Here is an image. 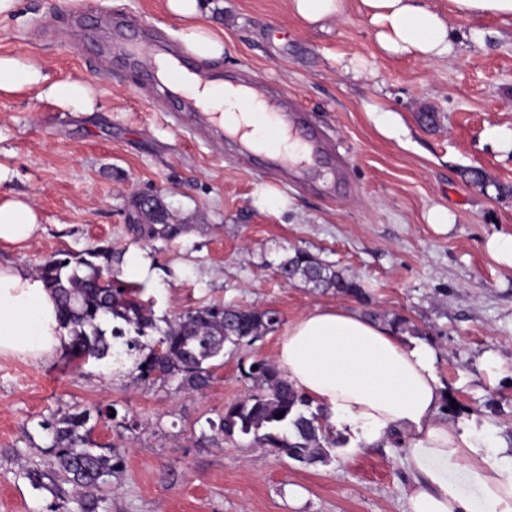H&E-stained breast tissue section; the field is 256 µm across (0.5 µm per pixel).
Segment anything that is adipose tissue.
Instances as JSON below:
<instances>
[{
  "instance_id": "obj_1",
  "label": "adipose tissue",
  "mask_w": 512,
  "mask_h": 512,
  "mask_svg": "<svg viewBox=\"0 0 512 512\" xmlns=\"http://www.w3.org/2000/svg\"><path fill=\"white\" fill-rule=\"evenodd\" d=\"M381 54L434 64L447 61L459 37L450 18L512 20V0H448L447 10L428 0H360ZM186 25V38L202 59L221 57L224 33L204 22L203 0H166ZM347 0H288L291 15L309 28L340 19ZM203 98L224 126H249L260 142L264 124L254 100L231 86L204 88ZM40 226L24 199L0 201V242L20 245ZM57 299L26 266L0 264V354L43 359L68 340ZM277 363L289 383L324 413L344 452L391 445L400 438L401 461L410 479L406 512H512V458L504 456L487 427L449 422L442 407L437 352L426 343H405L389 327L347 306H314L282 333Z\"/></svg>"
}]
</instances>
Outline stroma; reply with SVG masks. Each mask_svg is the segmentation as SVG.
<instances>
[{
    "label": "stroma",
    "mask_w": 512,
    "mask_h": 512,
    "mask_svg": "<svg viewBox=\"0 0 512 512\" xmlns=\"http://www.w3.org/2000/svg\"><path fill=\"white\" fill-rule=\"evenodd\" d=\"M212 2L228 49L192 65L258 79L281 107L303 110L331 164L303 185L269 175L235 142L191 132L145 65L99 56L108 18L129 20L147 43L182 48L165 0H17L0 16V56L36 64L47 84L85 83L94 105L61 103L47 84L0 90V198L30 199L41 216L26 245L0 246V262L32 269L103 245L148 250L160 276L141 298L158 319L220 303L276 311L285 326L316 305L373 308L435 347L449 420L476 416L512 432V270L484 248L492 234L512 233V153L487 135L512 129V22L450 19L467 38L431 65L380 54L358 0L322 31L290 15L287 0ZM79 23L92 38L76 45L68 33ZM354 56L356 80L344 70ZM371 105L398 112L406 144L379 134ZM474 169L486 187L472 184ZM268 187L283 205H258ZM140 196L158 198L188 232L137 238ZM435 206L452 214L449 232L428 224ZM298 250L342 269L365 299L281 282L278 265ZM279 338L225 347L209 387L190 394L58 352L0 355V512H86L92 500L95 512H404L409 483L394 449L302 464L245 435H213L211 422L247 392L243 370L275 359ZM76 407L115 412L92 437L119 464L90 499L49 481L54 455L39 426Z\"/></svg>",
    "instance_id": "1"
}]
</instances>
